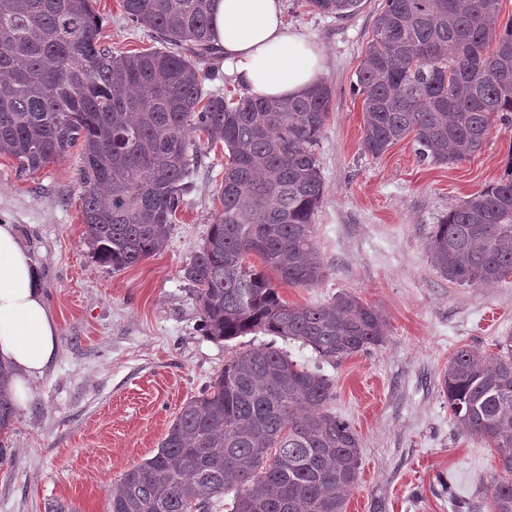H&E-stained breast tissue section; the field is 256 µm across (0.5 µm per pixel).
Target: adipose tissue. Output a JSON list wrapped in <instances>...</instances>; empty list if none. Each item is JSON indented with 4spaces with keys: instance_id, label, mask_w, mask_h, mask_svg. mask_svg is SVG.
<instances>
[{
    "instance_id": "adipose-tissue-1",
    "label": "adipose tissue",
    "mask_w": 512,
    "mask_h": 512,
    "mask_svg": "<svg viewBox=\"0 0 512 512\" xmlns=\"http://www.w3.org/2000/svg\"><path fill=\"white\" fill-rule=\"evenodd\" d=\"M214 40L236 80L256 98L300 95L322 70L319 45L291 31L283 0H214ZM60 344L39 264L16 225L0 224V365L18 408L53 367Z\"/></svg>"
}]
</instances>
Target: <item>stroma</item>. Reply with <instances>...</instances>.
Segmentation results:
<instances>
[{
  "label": "stroma",
  "instance_id": "35a3bbf8",
  "mask_svg": "<svg viewBox=\"0 0 512 512\" xmlns=\"http://www.w3.org/2000/svg\"><path fill=\"white\" fill-rule=\"evenodd\" d=\"M383 5L361 0L338 19L308 0H284L289 28L323 50L332 97L316 149L324 197L314 241L324 275L278 292L292 305L348 292L387 322L381 345L336 365L263 333L205 335L183 270L219 206L223 148L202 149L164 247L122 270L101 264L85 239L79 149L27 176L0 155V222L17 225L39 262L61 329L54 367L0 439L10 456L0 466V512H108L113 487L157 453L181 406L234 352L267 344L333 382L329 408L360 443L361 474L345 512H456L458 501L490 512L495 460L451 418L441 380L456 348L493 354L512 336V276L483 287L451 283L427 244L449 208L503 177L512 126L493 123L482 152L455 163L419 162L408 139L381 157L365 154L363 99L351 86ZM93 8L114 51L158 49L149 31L127 23L121 0Z\"/></svg>",
  "mask_w": 512,
  "mask_h": 512
}]
</instances>
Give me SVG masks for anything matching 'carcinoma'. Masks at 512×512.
<instances>
[{
	"label": "carcinoma",
	"instance_id": "obj_1",
	"mask_svg": "<svg viewBox=\"0 0 512 512\" xmlns=\"http://www.w3.org/2000/svg\"><path fill=\"white\" fill-rule=\"evenodd\" d=\"M361 0H310L324 15ZM132 25L183 56L114 54L93 0H0V155L33 174L80 149L82 224L96 259L132 267L165 243L184 203L198 133L227 163L203 246L184 269L207 334L280 336L334 365L384 341L385 319L355 295L289 305L278 286L317 283L314 219L324 186L316 146L332 91L323 81L287 99L206 91L199 64L218 59L212 0H122ZM500 0H385L356 75L362 146L374 158L412 138L424 162L481 152L492 123L512 125V20ZM448 281L483 286L512 274V153L507 177L442 217L428 242ZM262 260L256 267L246 259ZM499 353L470 346L448 359V410L494 452L492 512H512V336ZM332 382L271 346L235 352L190 397L157 453L126 471L109 512H344L360 444L326 408ZM16 411L0 385V434Z\"/></svg>",
	"mask_w": 512,
	"mask_h": 512
}]
</instances>
